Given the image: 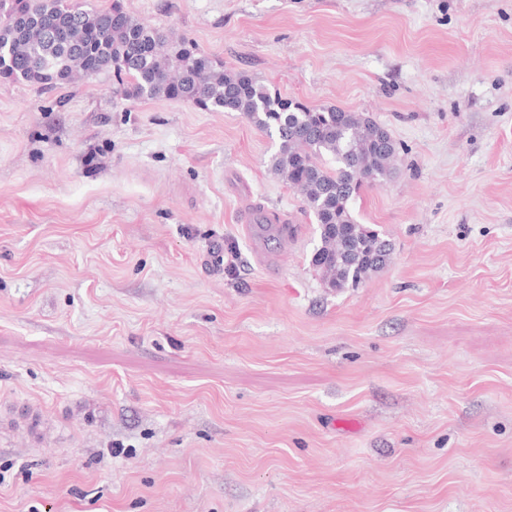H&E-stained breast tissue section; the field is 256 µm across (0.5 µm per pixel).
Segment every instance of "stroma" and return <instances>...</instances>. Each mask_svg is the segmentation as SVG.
<instances>
[{"instance_id":"1","label":"stroma","mask_w":512,"mask_h":512,"mask_svg":"<svg viewBox=\"0 0 512 512\" xmlns=\"http://www.w3.org/2000/svg\"><path fill=\"white\" fill-rule=\"evenodd\" d=\"M117 1L389 130L391 259L327 287L239 113L0 79V512H512V0Z\"/></svg>"}]
</instances>
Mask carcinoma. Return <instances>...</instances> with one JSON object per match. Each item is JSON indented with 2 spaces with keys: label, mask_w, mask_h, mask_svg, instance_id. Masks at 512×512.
<instances>
[{
  "label": "carcinoma",
  "mask_w": 512,
  "mask_h": 512,
  "mask_svg": "<svg viewBox=\"0 0 512 512\" xmlns=\"http://www.w3.org/2000/svg\"><path fill=\"white\" fill-rule=\"evenodd\" d=\"M103 74L115 78L120 100L166 98L237 112L276 135L272 169L318 225L311 263L327 287H356L387 264L391 251L377 250L386 239L352 211L362 187L385 183L396 169L399 147L372 117L273 96L253 76L213 62L118 2L0 0V78L47 89Z\"/></svg>",
  "instance_id": "carcinoma-1"
}]
</instances>
